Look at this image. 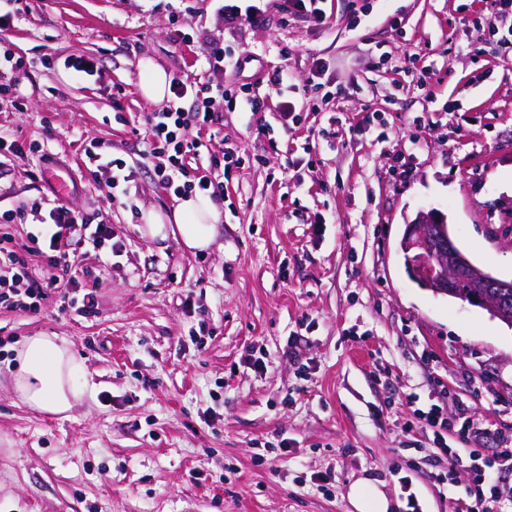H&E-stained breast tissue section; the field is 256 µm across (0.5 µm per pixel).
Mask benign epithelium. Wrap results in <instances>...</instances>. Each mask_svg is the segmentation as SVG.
<instances>
[{
    "mask_svg": "<svg viewBox=\"0 0 512 512\" xmlns=\"http://www.w3.org/2000/svg\"><path fill=\"white\" fill-rule=\"evenodd\" d=\"M413 281L436 295L458 294V273L467 272L476 290L464 302L487 309L512 326V283L475 267L450 243L448 226L435 212H420L406 226L401 243Z\"/></svg>",
    "mask_w": 512,
    "mask_h": 512,
    "instance_id": "1",
    "label": "benign epithelium"
}]
</instances>
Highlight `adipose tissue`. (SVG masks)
<instances>
[{
    "mask_svg": "<svg viewBox=\"0 0 512 512\" xmlns=\"http://www.w3.org/2000/svg\"><path fill=\"white\" fill-rule=\"evenodd\" d=\"M146 233L154 239L174 237L191 251L208 249L220 212L206 195L195 192L177 198L166 213H144ZM79 362L58 336L40 333L27 337L7 365L16 397L28 408L68 417L84 390L77 382Z\"/></svg>",
    "mask_w": 512,
    "mask_h": 512,
    "instance_id": "1",
    "label": "adipose tissue"
}]
</instances>
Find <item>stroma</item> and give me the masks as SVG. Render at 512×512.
Here are the masks:
<instances>
[{
	"mask_svg": "<svg viewBox=\"0 0 512 512\" xmlns=\"http://www.w3.org/2000/svg\"><path fill=\"white\" fill-rule=\"evenodd\" d=\"M328 22L262 0L231 31L217 0H0V214L14 242L38 233L39 198L111 224L101 261L75 252V298L37 313L0 305V512H355L368 479L405 512L469 498L432 432L409 430L440 385L480 426L512 431V328L408 276L399 243L435 211L478 266L512 280V19L490 0H321ZM263 77L257 123L215 100L187 168L224 182L209 249L150 238L143 213L174 196L146 153L142 62L186 83L227 82L207 46ZM94 58V76L67 63ZM412 75H405V68ZM321 70L324 95L290 127L268 85ZM25 110H18V103ZM265 133H258V125ZM100 144L133 171L129 194L85 154ZM64 338L86 389L69 418L17 402L3 363L25 337ZM229 46L218 47L211 46L205 49V61L208 65V69L213 72H225L229 71L231 76L237 75L238 71L241 70L243 63L246 64V57L235 58L234 53Z\"/></svg>",
	"mask_w": 512,
	"mask_h": 512,
	"instance_id": "1",
	"label": "stroma"
}]
</instances>
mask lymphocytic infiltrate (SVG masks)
I'll list each match as a JSON object with an SVG mask.
<instances>
[{
    "label": "lymphocytic infiltrate",
    "mask_w": 512,
    "mask_h": 512,
    "mask_svg": "<svg viewBox=\"0 0 512 512\" xmlns=\"http://www.w3.org/2000/svg\"><path fill=\"white\" fill-rule=\"evenodd\" d=\"M176 105L167 110L153 112L148 116V151L166 156L167 167L159 168L161 185L177 195L195 191L207 194L212 200L224 198L222 181L203 176L191 179L183 160L187 153L197 149L198 144L190 139L194 128L207 126L213 120L211 110L215 99H223L228 108L237 104L248 106L250 112L260 110V100L250 85L209 84L187 87L182 82L172 84ZM49 220L37 235L31 236L32 244H43L45 257L51 266L60 268V276L51 278L49 283H41L29 273L26 262L19 250L11 248L10 233L0 234V303L16 309L34 313L40 308L48 290L67 294L68 285L62 274L71 267L70 247L92 245L105 258L117 256L122 248L115 241L112 227L93 222L70 207L57 203L48 208ZM416 426L431 430L433 442L438 445L448 460L449 473L463 469L468 472L474 485V500L460 503L457 512H493L494 505L512 504V483L500 481V474L512 473V435H501L500 449L487 456L480 450L481 432L475 427L467 411H460L456 417H449L447 410L438 404L413 411ZM455 430L462 445L450 447L445 439L448 430Z\"/></svg>",
    "instance_id": "f902f5d3"
}]
</instances>
